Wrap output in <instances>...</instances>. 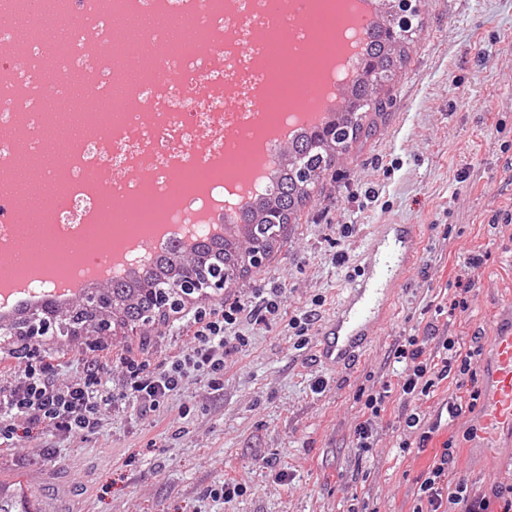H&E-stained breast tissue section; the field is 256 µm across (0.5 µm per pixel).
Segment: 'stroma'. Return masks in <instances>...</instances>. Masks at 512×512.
<instances>
[{
    "instance_id": "35a3bbf8",
    "label": "stroma",
    "mask_w": 512,
    "mask_h": 512,
    "mask_svg": "<svg viewBox=\"0 0 512 512\" xmlns=\"http://www.w3.org/2000/svg\"><path fill=\"white\" fill-rule=\"evenodd\" d=\"M422 27L410 60L382 96L374 134L354 144L288 227L260 269L238 287L186 303L250 304L255 289L282 292L265 324L242 315L224 354L220 389L194 374L150 413L104 407L96 432L65 436L46 427L0 451V480L21 482L39 512H412L414 489L443 442L458 443L454 472L475 486L512 473V440L472 448L466 412L441 425L424 452L404 417L435 420L454 396L444 381L430 397L392 392L370 452L355 447L360 391L395 383L399 340L437 329L468 343L512 319V0H420ZM377 224H416L420 248L389 318L362 361L339 372L318 363L315 345L364 261ZM483 255L478 267L467 261ZM471 281L466 311L451 310L458 281ZM314 311L306 335L295 316ZM185 329L156 322L141 333L36 336L31 347L64 357L57 380L100 357L120 391L122 359L148 352L152 364L186 348ZM244 492L218 496L224 481Z\"/></svg>"
}]
</instances>
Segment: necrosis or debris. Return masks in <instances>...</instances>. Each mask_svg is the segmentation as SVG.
Here are the masks:
<instances>
[{
	"label": "necrosis or debris",
	"instance_id": "necrosis-or-debris-1",
	"mask_svg": "<svg viewBox=\"0 0 512 512\" xmlns=\"http://www.w3.org/2000/svg\"><path fill=\"white\" fill-rule=\"evenodd\" d=\"M59 18L105 25L111 9L149 10L163 7L172 17L199 11L202 33L198 42L173 50L162 47V37L145 33L146 46L160 49L159 62L137 87L152 109L147 119L129 113L132 130L115 126L121 107L112 103L113 70L107 51H89L81 33H74L65 52L50 53L49 32L30 44L24 61H17L8 45L10 28L0 26V131L14 112L29 114L32 125L50 121L38 96L46 90L68 96L71 74L93 77L92 91L108 101L104 112L82 111L71 103L69 111L86 125L87 136L74 148V162L53 182L60 196L45 225L49 232L65 234L84 228L83 258L96 260L117 243L136 241L154 227L180 224L184 218L171 204L173 195L205 185L204 193L189 203L197 214L214 204L236 206V190L257 188L258 168L248 130L257 123L288 131L295 112L294 93L328 80L325 62L336 55V30L341 17L336 0H310L307 25L311 39L296 48L283 39V55L276 68L263 67L269 36L260 20L265 0H237L236 18L224 12V0H47ZM105 173L112 195L136 212V222L116 215L109 224H91L88 214L97 205L89 188L92 175Z\"/></svg>",
	"mask_w": 512,
	"mask_h": 512
}]
</instances>
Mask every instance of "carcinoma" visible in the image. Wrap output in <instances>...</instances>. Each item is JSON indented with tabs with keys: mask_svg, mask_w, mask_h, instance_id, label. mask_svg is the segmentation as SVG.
<instances>
[{
	"mask_svg": "<svg viewBox=\"0 0 512 512\" xmlns=\"http://www.w3.org/2000/svg\"><path fill=\"white\" fill-rule=\"evenodd\" d=\"M417 0H388L386 7L368 31L362 68L344 86L339 102L322 129L302 132L282 149L278 185L271 195H261L241 214L240 222L224 228V235L198 243L189 252L165 257L112 285V320L131 325L159 315L155 290L175 292L191 277L221 279L224 288H234L238 280L252 272L247 259L248 245L260 242L271 251L281 230L296 222L310 201L314 189L336 166L352 144L368 137L374 124L367 122L371 112L385 111L380 95L396 70L407 61L419 28V10L408 18L394 20V4L403 7ZM0 512H32L21 483L0 484Z\"/></svg>",
	"mask_w": 512,
	"mask_h": 512,
	"instance_id": "cac0c4a2",
	"label": "carcinoma"
}]
</instances>
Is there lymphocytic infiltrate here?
Instances as JSON below:
<instances>
[{
    "instance_id": "1",
    "label": "lymphocytic infiltrate",
    "mask_w": 512,
    "mask_h": 512,
    "mask_svg": "<svg viewBox=\"0 0 512 512\" xmlns=\"http://www.w3.org/2000/svg\"><path fill=\"white\" fill-rule=\"evenodd\" d=\"M243 310L239 304L198 311L187 327L189 346L174 355L168 365L151 367L145 356L124 358L125 381L117 394L107 388L108 362L88 360L81 377L61 384L54 378L58 369L55 358L48 354L30 358L12 383L0 385V446H16L21 438L17 426L21 423L31 430L51 424L62 433L74 435L96 430L101 409L106 405L133 403L142 412L154 411L195 371L208 376L212 385H219L224 376L226 332L237 323ZM431 339V334L426 333L398 341L394 356L403 369L397 375L396 386L387 385L367 394L363 419L355 428L359 452L373 448L375 425L392 390L410 397H427L443 381L451 379L457 388L468 389L469 399L463 404L446 402L449 418L476 409L480 389L474 363L481 358L483 346H465L448 337L441 342V358L435 359L428 352ZM455 452V443L450 440L435 455L416 489L412 512H512V480L496 478L482 488L454 478Z\"/></svg>"
}]
</instances>
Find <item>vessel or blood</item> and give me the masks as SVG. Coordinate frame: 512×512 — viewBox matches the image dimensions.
<instances>
[{
  "label": "vessel or blood",
  "instance_id": "vessel-or-blood-1",
  "mask_svg": "<svg viewBox=\"0 0 512 512\" xmlns=\"http://www.w3.org/2000/svg\"><path fill=\"white\" fill-rule=\"evenodd\" d=\"M420 231L415 224L376 225L364 252L362 277L353 283L320 332L317 358L330 368L354 367L377 325L389 316L397 285L415 257ZM490 367L481 387L478 409L485 446L512 428V326L494 327L487 339Z\"/></svg>",
  "mask_w": 512,
  "mask_h": 512
}]
</instances>
